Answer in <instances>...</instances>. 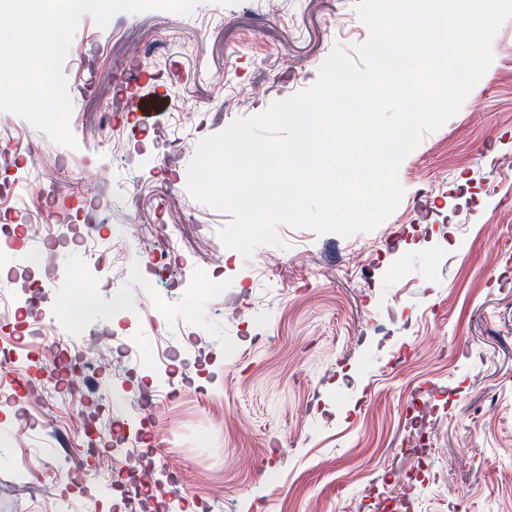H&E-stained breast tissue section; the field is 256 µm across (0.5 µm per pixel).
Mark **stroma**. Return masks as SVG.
Returning a JSON list of instances; mask_svg holds the SVG:
<instances>
[{
  "label": "stroma",
  "instance_id": "1",
  "mask_svg": "<svg viewBox=\"0 0 512 512\" xmlns=\"http://www.w3.org/2000/svg\"><path fill=\"white\" fill-rule=\"evenodd\" d=\"M353 3L202 0L105 28L85 15L63 64L75 147L0 112L13 162L35 165L18 195L0 197V226L39 227L0 249V288L25 289L49 264L72 277L41 300L68 321L42 325L17 306L0 331V363L18 382L0 397V512H107L112 451L84 455L74 412L120 430L113 390L136 399L155 375L107 361L77 391L45 388L42 374L46 335L69 350L106 330L113 356L132 333L142 361L168 367L159 452L173 497L195 512H512V19L461 110L402 162L401 209L374 231L283 226L281 245L247 257L218 237L229 215L187 188L200 140L306 89L334 48L367 40ZM439 141L447 157L432 152ZM80 201L89 235L121 239L137 224L151 249L176 227L187 271L152 292L119 284L138 320L113 318L111 289L65 233ZM81 293L93 311H73ZM228 304L243 316L227 320ZM422 401L432 439L414 450Z\"/></svg>",
  "mask_w": 512,
  "mask_h": 512
}]
</instances>
